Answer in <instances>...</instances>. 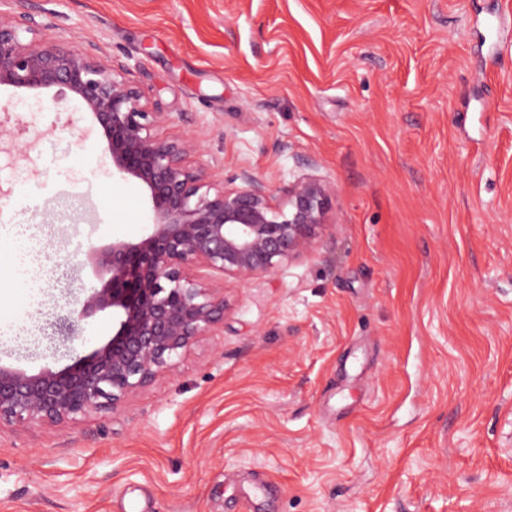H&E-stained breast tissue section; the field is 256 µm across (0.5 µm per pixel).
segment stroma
<instances>
[{"label": "stroma", "instance_id": "stroma-1", "mask_svg": "<svg viewBox=\"0 0 512 512\" xmlns=\"http://www.w3.org/2000/svg\"><path fill=\"white\" fill-rule=\"evenodd\" d=\"M99 47L168 132L282 199L329 182L314 253L224 283V326L117 409L0 427V512H512V0H0ZM0 363L61 368L148 193L57 88L0 87Z\"/></svg>", "mask_w": 512, "mask_h": 512}]
</instances>
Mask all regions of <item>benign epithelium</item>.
<instances>
[{
  "label": "benign epithelium",
  "mask_w": 512,
  "mask_h": 512,
  "mask_svg": "<svg viewBox=\"0 0 512 512\" xmlns=\"http://www.w3.org/2000/svg\"><path fill=\"white\" fill-rule=\"evenodd\" d=\"M0 85L60 87L79 98L106 140L112 174L143 185L152 222L137 242L90 248L101 287L84 288L64 322L107 310L112 337L61 369L37 373L0 364V425L58 426L129 397L169 374L174 358L224 324L227 301L209 274L246 281L303 258L328 221L333 188L312 173L275 201L268 184L244 165L235 179L214 180L195 161L197 138L162 133L170 122L95 48L65 47L40 35L26 12H0Z\"/></svg>",
  "instance_id": "obj_1"
}]
</instances>
